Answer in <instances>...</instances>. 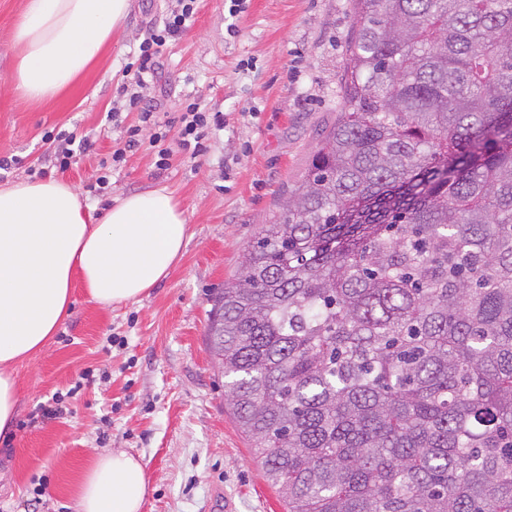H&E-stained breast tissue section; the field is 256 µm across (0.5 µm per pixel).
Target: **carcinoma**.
Segmentation results:
<instances>
[{"mask_svg":"<svg viewBox=\"0 0 512 512\" xmlns=\"http://www.w3.org/2000/svg\"><path fill=\"white\" fill-rule=\"evenodd\" d=\"M344 110L214 298L287 512H512V0H353Z\"/></svg>","mask_w":512,"mask_h":512,"instance_id":"1","label":"carcinoma"}]
</instances>
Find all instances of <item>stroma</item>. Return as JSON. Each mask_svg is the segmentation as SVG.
<instances>
[{
  "instance_id": "1",
  "label": "stroma",
  "mask_w": 512,
  "mask_h": 512,
  "mask_svg": "<svg viewBox=\"0 0 512 512\" xmlns=\"http://www.w3.org/2000/svg\"><path fill=\"white\" fill-rule=\"evenodd\" d=\"M24 0H0V185L47 175L72 185L105 212L118 198L167 188L185 210L189 237L170 276L141 301L104 309L75 288L71 314L52 340L22 362L18 424L0 437V512H77L75 488L94 454L121 448L142 456L150 492L143 512H286L248 438L224 402V376L207 344L213 295L239 274L244 246L299 184L322 134L343 107L338 75L347 64L351 0H249L230 20L225 0H196L189 29L167 42L141 91L165 124L168 169L150 140L90 186L99 163L139 125L120 97L139 45L162 24L172 0H130L123 33L68 91L45 103L16 97L9 76L13 23ZM219 113L207 151L190 157L178 117L188 103ZM118 108V123L108 122ZM72 131L92 149L66 170L46 167V133ZM60 399L64 418L30 427L41 403Z\"/></svg>"
}]
</instances>
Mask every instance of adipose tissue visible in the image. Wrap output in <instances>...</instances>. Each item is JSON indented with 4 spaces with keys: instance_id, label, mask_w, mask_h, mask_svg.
Wrapping results in <instances>:
<instances>
[{
    "instance_id": "adipose-tissue-1",
    "label": "adipose tissue",
    "mask_w": 512,
    "mask_h": 512,
    "mask_svg": "<svg viewBox=\"0 0 512 512\" xmlns=\"http://www.w3.org/2000/svg\"><path fill=\"white\" fill-rule=\"evenodd\" d=\"M130 0H25L12 30L10 84L20 99L58 97L122 30ZM188 239L184 211L164 188L125 196L103 218L70 184L20 179L0 187V435L18 415L17 366L67 319L73 288L98 306L136 302L166 279ZM142 457L97 454L76 489L77 512H142Z\"/></svg>"
}]
</instances>
